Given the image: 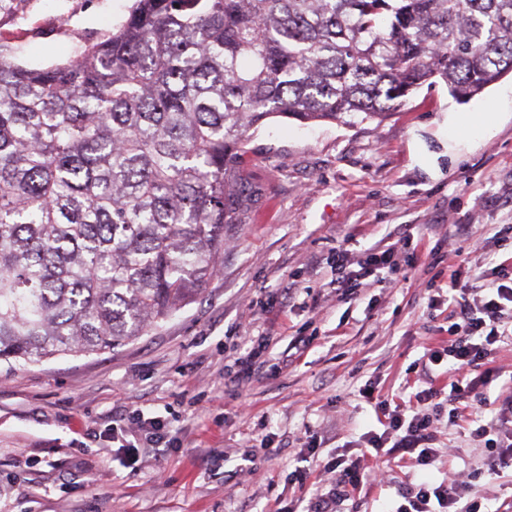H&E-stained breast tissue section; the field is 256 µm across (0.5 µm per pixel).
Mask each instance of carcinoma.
Here are the masks:
<instances>
[{"label":"carcinoma","mask_w":512,"mask_h":512,"mask_svg":"<svg viewBox=\"0 0 512 512\" xmlns=\"http://www.w3.org/2000/svg\"><path fill=\"white\" fill-rule=\"evenodd\" d=\"M512 73V0H133L45 68L0 47V362L110 351L219 271L250 131Z\"/></svg>","instance_id":"1"}]
</instances>
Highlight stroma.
<instances>
[{
    "label": "stroma",
    "instance_id": "stroma-1",
    "mask_svg": "<svg viewBox=\"0 0 512 512\" xmlns=\"http://www.w3.org/2000/svg\"><path fill=\"white\" fill-rule=\"evenodd\" d=\"M132 0H0V44L28 67L66 62L103 40ZM493 112L490 133L455 143L449 113ZM261 195L225 235L221 270L173 317L112 351L0 364V512H289L300 451L330 461L376 428L359 390L408 397L406 370L446 339L448 307L421 281L433 261L479 287L487 253L512 259V78L465 105L423 86L384 121L303 126L270 118L248 144ZM470 227V238L456 227ZM399 274L337 301L339 246L359 260L402 232ZM485 243L473 247L474 239ZM312 337L297 351L296 335ZM266 336L276 376L237 378ZM161 417L169 444L131 450L112 427ZM425 469L392 459L394 481L356 512H385L398 482L463 480L481 465L465 426L439 421Z\"/></svg>",
    "mask_w": 512,
    "mask_h": 512
}]
</instances>
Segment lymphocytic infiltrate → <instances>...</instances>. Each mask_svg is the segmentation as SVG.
Returning <instances> with one entry per match:
<instances>
[{
	"label": "lymphocytic infiltrate",
	"mask_w": 512,
	"mask_h": 512,
	"mask_svg": "<svg viewBox=\"0 0 512 512\" xmlns=\"http://www.w3.org/2000/svg\"><path fill=\"white\" fill-rule=\"evenodd\" d=\"M409 236L365 260L351 262L346 248L336 251L331 285L338 299H356L370 277L380 271H399L393 256L409 249ZM505 265H498L494 277L479 298L470 300L458 287V271L448 276L447 293L451 306L448 337L426 347L421 358L425 380L408 402L391 405L376 394L373 383H366L362 394L375 406L380 431H368L355 453L338 455L327 462L325 472L335 479L328 491H315L302 512H341L344 502L355 499L362 490L389 480L387 467L398 455L413 457L415 465H432L439 453L435 423L440 413H447L449 424H457L464 414H471L469 436L486 448L483 470L496 475L512 467V400L503 399L489 421L481 414L490 403L488 387L500 372L491 365L496 344L512 340V284H506ZM447 386H439V379ZM389 512H480V496L472 482L422 481L401 483Z\"/></svg>",
	"instance_id": "1"
}]
</instances>
